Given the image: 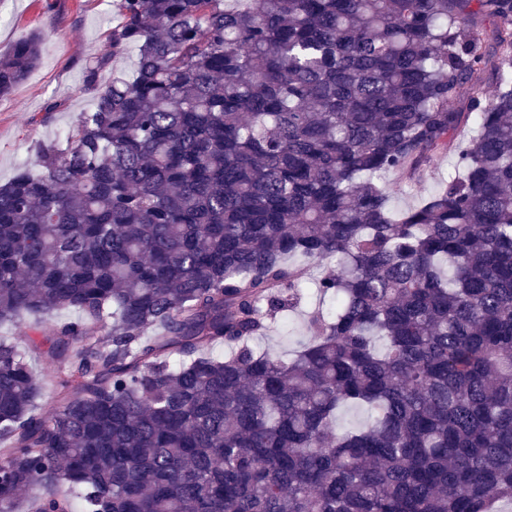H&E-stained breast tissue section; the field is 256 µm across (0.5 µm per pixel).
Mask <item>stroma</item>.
I'll list each match as a JSON object with an SVG mask.
<instances>
[{
    "label": "stroma",
    "instance_id": "stroma-1",
    "mask_svg": "<svg viewBox=\"0 0 512 512\" xmlns=\"http://www.w3.org/2000/svg\"><path fill=\"white\" fill-rule=\"evenodd\" d=\"M116 21L112 0H0V55L39 34L40 59L29 76L7 96L0 97V183L21 170H34L41 145L65 147L66 133L78 113L92 105L84 89L85 67L104 60L100 84L113 77L132 78L136 55L109 61V35ZM456 163L452 153L440 154L420 180L401 184L392 206L402 209L417 204L447 178ZM298 311L278 319L259 346L284 356L305 336V323L317 311L319 299L313 288H304ZM72 309L44 316L20 313L13 321L0 324V337L24 334L50 335L58 323L75 317Z\"/></svg>",
    "mask_w": 512,
    "mask_h": 512
}]
</instances>
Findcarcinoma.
I'll list each match as a JSON object with an SVG mask.
<instances>
[{"label":"carcinoma","instance_id":"1","mask_svg":"<svg viewBox=\"0 0 512 512\" xmlns=\"http://www.w3.org/2000/svg\"><path fill=\"white\" fill-rule=\"evenodd\" d=\"M114 5L136 76L86 67L67 148L0 185V322L80 314L0 339V512L512 503V0ZM39 56H0L1 96ZM450 149L394 211L385 177ZM310 282L336 307L260 350ZM455 163L454 153L440 154L420 180L403 183L398 187L392 198L393 208L402 209L417 204L422 197L434 191L444 178H448V172L453 170ZM77 315L73 309H62L44 316H35L25 312L20 313L12 322L0 324V337L15 338L16 336H49L55 325L61 321L74 318ZM31 364L45 380V397L39 412L46 414L52 409V399L58 387L57 379L54 378V366L48 358L40 354L31 356Z\"/></svg>","mask_w":512,"mask_h":512}]
</instances>
